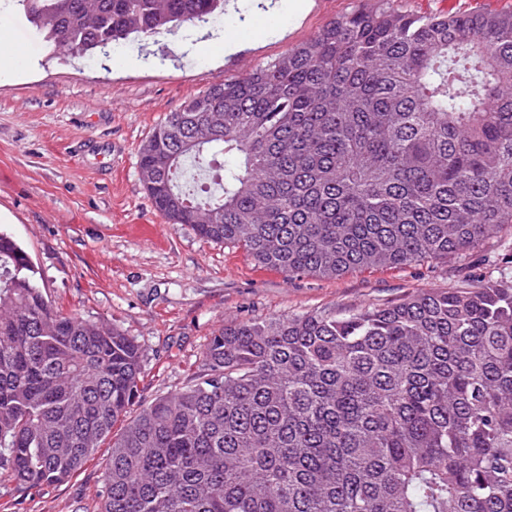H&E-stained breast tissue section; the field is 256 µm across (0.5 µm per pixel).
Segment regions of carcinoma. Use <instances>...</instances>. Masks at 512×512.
<instances>
[{
    "instance_id": "1",
    "label": "carcinoma",
    "mask_w": 512,
    "mask_h": 512,
    "mask_svg": "<svg viewBox=\"0 0 512 512\" xmlns=\"http://www.w3.org/2000/svg\"><path fill=\"white\" fill-rule=\"evenodd\" d=\"M80 55L224 0H13ZM334 18L211 85L139 148L155 209L285 275L446 259L512 225V8ZM191 161L218 187L187 188ZM142 351L50 304L0 232V470L66 481L105 441L99 512H512V282L227 320L134 416Z\"/></svg>"
}]
</instances>
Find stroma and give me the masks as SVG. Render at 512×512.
Here are the masks:
<instances>
[{
    "label": "stroma",
    "instance_id": "stroma-1",
    "mask_svg": "<svg viewBox=\"0 0 512 512\" xmlns=\"http://www.w3.org/2000/svg\"><path fill=\"white\" fill-rule=\"evenodd\" d=\"M371 0H231L224 15L82 56L59 54L0 0L20 76H0V231L27 252L45 298L112 322L142 349L138 404L183 386L224 321L398 302L512 276V228L459 257L327 279L259 267L230 244L171 224L138 167L140 144L190 95L246 74ZM240 31L221 51L225 29ZM212 46L210 55L198 48ZM108 447L71 478L19 496L0 471V512H98Z\"/></svg>",
    "mask_w": 512,
    "mask_h": 512
}]
</instances>
